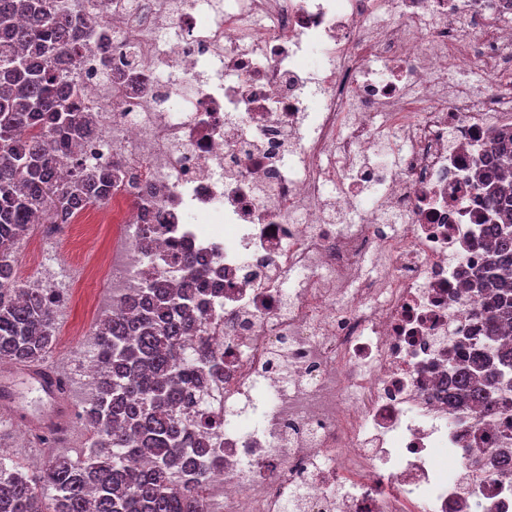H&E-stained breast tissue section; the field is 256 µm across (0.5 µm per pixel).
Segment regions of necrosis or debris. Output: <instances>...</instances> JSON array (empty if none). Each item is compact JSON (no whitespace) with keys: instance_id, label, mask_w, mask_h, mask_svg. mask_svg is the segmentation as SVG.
<instances>
[{"instance_id":"1","label":"necrosis or debris","mask_w":512,"mask_h":512,"mask_svg":"<svg viewBox=\"0 0 512 512\" xmlns=\"http://www.w3.org/2000/svg\"><path fill=\"white\" fill-rule=\"evenodd\" d=\"M81 5L91 49L68 75L95 127L77 149L111 167L121 227L103 298L179 287L185 251L205 271L224 366L199 406L224 458L208 512H512V391L492 413L448 405L485 305L463 284L489 222L474 174L512 176L490 161L512 127V0ZM259 384L264 423L241 428Z\"/></svg>"}]
</instances>
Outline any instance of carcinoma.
<instances>
[{"label": "carcinoma", "mask_w": 512, "mask_h": 512, "mask_svg": "<svg viewBox=\"0 0 512 512\" xmlns=\"http://www.w3.org/2000/svg\"><path fill=\"white\" fill-rule=\"evenodd\" d=\"M80 7L58 0H0V362L42 364L56 344L54 303L46 288L17 280L15 254L33 217L55 218L112 191V168L90 171L74 151L91 133L93 117L60 57L72 62L87 49ZM490 153L512 160V134ZM68 167L60 182L56 169ZM496 222L485 229V257L466 287L491 290L480 345L461 338L448 360V403L489 410L512 375V180H477ZM191 270L180 288L159 285L121 301L96 325L93 353L98 391L81 419L94 436L72 458L50 454L29 469L0 435V512H205L199 489L223 459L208 456L188 410L208 378L223 374L201 336L204 274ZM199 335L196 362L181 354L183 339Z\"/></svg>", "instance_id": "cac0c4a2"}]
</instances>
